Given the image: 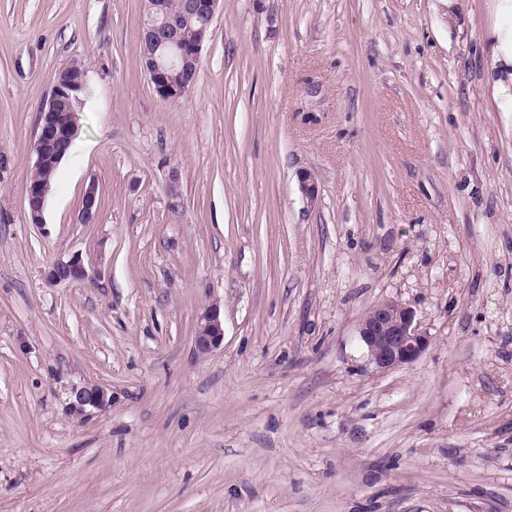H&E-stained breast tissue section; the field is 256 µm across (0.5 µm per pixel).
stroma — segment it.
Returning <instances> with one entry per match:
<instances>
[{"label": "stroma", "instance_id": "1", "mask_svg": "<svg viewBox=\"0 0 512 512\" xmlns=\"http://www.w3.org/2000/svg\"><path fill=\"white\" fill-rule=\"evenodd\" d=\"M143 14L0 0V512H512V113L484 0H224L176 102L139 66ZM75 60L79 146L33 224L39 109ZM75 254L90 280L49 285ZM385 300L431 345L381 372L357 327ZM87 383L112 404L73 416ZM224 342V318L218 302L208 305L201 313L194 346L198 354L205 356L219 348Z\"/></svg>", "mask_w": 512, "mask_h": 512}]
</instances>
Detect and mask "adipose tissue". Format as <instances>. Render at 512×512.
<instances>
[{"mask_svg": "<svg viewBox=\"0 0 512 512\" xmlns=\"http://www.w3.org/2000/svg\"><path fill=\"white\" fill-rule=\"evenodd\" d=\"M491 21L485 30V85L498 111L512 112V0H488Z\"/></svg>", "mask_w": 512, "mask_h": 512, "instance_id": "obj_1", "label": "adipose tissue"}]
</instances>
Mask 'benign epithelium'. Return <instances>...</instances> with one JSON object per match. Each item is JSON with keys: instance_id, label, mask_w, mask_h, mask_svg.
I'll use <instances>...</instances> for the list:
<instances>
[{"instance_id": "benign-epithelium-1", "label": "benign epithelium", "mask_w": 512, "mask_h": 512, "mask_svg": "<svg viewBox=\"0 0 512 512\" xmlns=\"http://www.w3.org/2000/svg\"><path fill=\"white\" fill-rule=\"evenodd\" d=\"M223 0H185L181 14H166L165 21L152 24L143 19L140 39L151 44L152 51L145 68V75L158 98L176 102L185 97L193 86L192 72L201 60L203 46L210 35L216 15L223 9ZM197 17L204 21L198 39L187 42L181 31L186 22ZM70 127L57 124L51 119L39 123L36 133L35 169L55 168L61 156L55 145L68 137ZM50 191L49 181L37 179L26 187V203L29 221L41 224ZM98 191L90 186L86 191L78 217L82 224H91L98 213ZM90 270L79 255L53 263L45 271L47 283L55 286L84 282ZM358 336L365 345L369 361L379 370H390L416 361L429 348L430 336L415 323L413 311L399 302L386 301L373 306L359 321ZM224 342V318L216 302L201 313L194 346L198 354L205 356ZM112 403L109 389L87 383L70 392L69 411L74 416H85L91 410L103 411Z\"/></svg>"}]
</instances>
